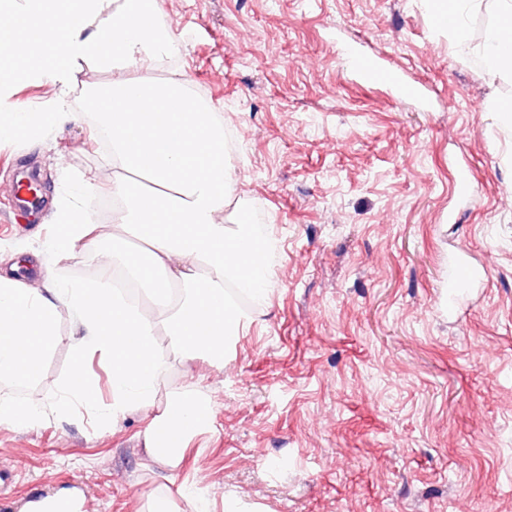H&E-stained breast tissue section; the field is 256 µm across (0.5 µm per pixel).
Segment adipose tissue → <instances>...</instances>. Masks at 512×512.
I'll return each instance as SVG.
<instances>
[{
	"instance_id": "ef3b65f1",
	"label": "adipose tissue",
	"mask_w": 512,
	"mask_h": 512,
	"mask_svg": "<svg viewBox=\"0 0 512 512\" xmlns=\"http://www.w3.org/2000/svg\"><path fill=\"white\" fill-rule=\"evenodd\" d=\"M440 28L459 41L481 11L497 17L488 28L483 58L492 73H512V54L501 48L512 36V0H429ZM155 0H63L56 14L58 35L40 44L8 41L0 54V134L22 132L42 140L46 119L25 110L12 88L50 76L63 94L53 103L54 119L66 121V90L76 67L87 61L106 69L144 68L174 48L169 31L159 29ZM96 124L110 137L112 167L106 178L122 209L114 213L111 235L77 200H61L55 212L57 257L78 245L111 238L113 249L98 250L101 267L126 261L140 243L151 270L161 272L146 290L156 310L144 316L119 302L108 282L94 286L63 282L33 288L0 276V333L17 343L0 344V380L24 386L41 374L45 355L60 341L56 323L68 309L78 325L72 341L77 355L63 386L60 416L80 405L100 423L119 421L133 410L153 407L162 368L154 336L164 326L172 343L192 360L223 369L228 346L243 333L249 317L230 296L237 288L265 303L272 291L273 238L250 241L243 224L229 223L226 207L236 183L224 151V123L209 108H189L184 80H113L86 94ZM99 353L110 368V394L101 399L81 361ZM212 419L206 389L187 384L154 416L143 433L149 455L176 470L188 441Z\"/></svg>"
}]
</instances>
